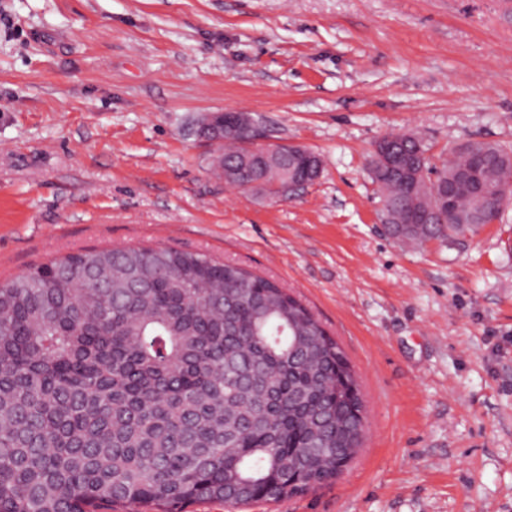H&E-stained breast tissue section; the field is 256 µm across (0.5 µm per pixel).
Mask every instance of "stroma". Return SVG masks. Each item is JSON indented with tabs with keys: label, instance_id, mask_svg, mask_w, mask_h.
I'll list each match as a JSON object with an SVG mask.
<instances>
[{
	"label": "stroma",
	"instance_id": "stroma-1",
	"mask_svg": "<svg viewBox=\"0 0 512 512\" xmlns=\"http://www.w3.org/2000/svg\"><path fill=\"white\" fill-rule=\"evenodd\" d=\"M250 113L319 179L274 202L213 173ZM434 163L512 149V0H0V280L88 248L239 264L345 351L365 438L333 482L248 512H512V204L464 241L385 232L390 133Z\"/></svg>",
	"mask_w": 512,
	"mask_h": 512
}]
</instances>
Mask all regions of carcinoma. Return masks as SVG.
Returning <instances> with one entry per match:
<instances>
[{"mask_svg": "<svg viewBox=\"0 0 512 512\" xmlns=\"http://www.w3.org/2000/svg\"><path fill=\"white\" fill-rule=\"evenodd\" d=\"M224 181L268 175L226 132ZM427 151L415 136L375 144ZM495 160L482 203L464 194L432 224L393 235L450 243L512 195V152ZM470 157L453 151L436 181ZM370 171L385 205L407 203L409 175ZM353 369L310 311L235 263L166 247L88 249L0 281V512H186L194 503H275L336 479L365 427Z\"/></svg>", "mask_w": 512, "mask_h": 512, "instance_id": "carcinoma-1", "label": "carcinoma"}]
</instances>
